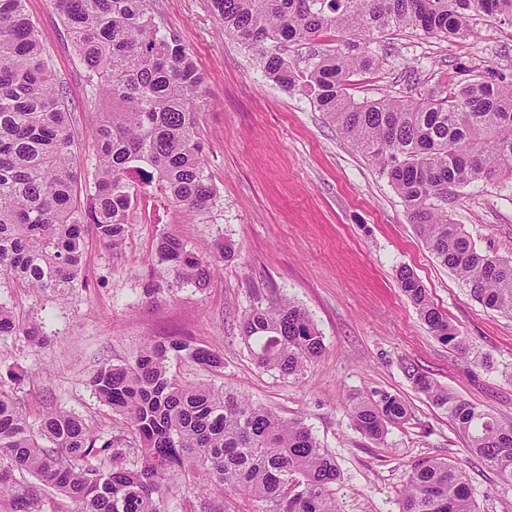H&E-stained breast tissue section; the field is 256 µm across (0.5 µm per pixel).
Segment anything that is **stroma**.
<instances>
[{"mask_svg": "<svg viewBox=\"0 0 512 512\" xmlns=\"http://www.w3.org/2000/svg\"><path fill=\"white\" fill-rule=\"evenodd\" d=\"M206 76V103L197 131L208 171L218 189L208 219L143 197L121 249L86 238L84 280L63 301L0 286L16 315L43 320L46 343L30 347L0 337V374L29 373L19 397L31 411L49 405L72 410L98 433L116 429L111 410L88 380L100 363L131 360L148 341L189 337L223 356L208 372L174 361L179 381H207L301 420L336 459L341 512H401L400 492L411 469L438 457L460 465L475 491L478 512H512V486L468 451L462 428L419 392L406 363L461 399L512 425V314L488 310L443 267L411 224L406 208L381 177L316 110L308 92L288 90L269 78L259 57L226 33L210 0H155ZM56 83L63 88L78 156V188L88 193L96 163L94 133L102 105L49 0H27ZM382 67L352 78L355 99L402 97L471 77L512 78V24L478 21L467 37L375 35ZM479 249L512 251V197L491 187L458 191L448 203ZM169 235L195 246L232 243L233 258L217 260L207 288L147 293L154 245ZM408 268L430 300L469 341L460 354L440 343L402 293L397 273ZM287 297L305 309L324 336L325 349L299 382L259 368L241 335L252 308ZM490 358L475 362L474 353ZM399 395L408 422L390 426L383 443L361 435L346 411L351 393ZM183 476L171 512H256L236 495L203 499Z\"/></svg>", "mask_w": 512, "mask_h": 512, "instance_id": "1", "label": "stroma"}]
</instances>
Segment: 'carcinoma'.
<instances>
[{
  "label": "carcinoma",
  "instance_id": "carcinoma-1",
  "mask_svg": "<svg viewBox=\"0 0 512 512\" xmlns=\"http://www.w3.org/2000/svg\"><path fill=\"white\" fill-rule=\"evenodd\" d=\"M25 0H0V282L35 296L63 297L77 287L86 249L85 226L98 241L120 247L138 203L151 188L168 204L199 217L211 213L217 189L196 131L206 78L180 37L160 22L154 0H51L63 16L92 93L105 105L94 135V192L77 200V162L69 109ZM224 25L256 49L266 73L286 89L301 84L352 146L373 161L403 200L419 236L483 307L512 313V252L488 254L464 227L448 219V200L470 186L512 193V80L470 79L427 95L356 101L351 77L383 59L371 35L411 31L454 38L480 16L512 22V0H211ZM340 39L314 49L305 66L283 57L285 43L311 42L325 31ZM216 255L165 236L156 245L155 273L167 290L205 288ZM404 295L444 344L462 354L470 344L430 301L408 268L398 273ZM245 343L261 368L298 381L325 349L310 315L281 298L244 319ZM0 336L41 346L42 325L23 321L0 300ZM173 359L206 371L224 357L190 339L146 343L130 362L98 366L93 394L119 418L118 430L96 433L86 420L58 407L30 419L16 386L27 372L0 376V500L13 512H169V495L188 471L196 494H239L259 512H339L335 458L298 420L213 383L181 385ZM405 373L469 437V451L512 486V425L460 399L412 365ZM354 427L382 442L387 427L409 420L397 395H354ZM30 475L36 484H19ZM403 512H476L460 468L429 459L414 467Z\"/></svg>",
  "mask_w": 512,
  "mask_h": 512
}]
</instances>
